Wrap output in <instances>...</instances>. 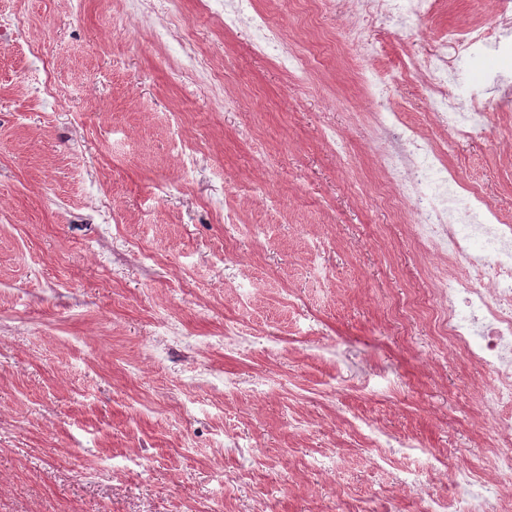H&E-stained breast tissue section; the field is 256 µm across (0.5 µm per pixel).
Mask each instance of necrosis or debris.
Masks as SVG:
<instances>
[{
  "instance_id": "necrosis-or-debris-1",
  "label": "necrosis or debris",
  "mask_w": 512,
  "mask_h": 512,
  "mask_svg": "<svg viewBox=\"0 0 512 512\" xmlns=\"http://www.w3.org/2000/svg\"><path fill=\"white\" fill-rule=\"evenodd\" d=\"M437 7L438 0H352L348 40L357 53L358 79L377 106L378 163L385 181L409 205V232L421 251L448 265L431 286L435 332L466 364L490 376L478 405L496 434L495 444L479 463L455 470L452 479L465 512H486L492 502L500 512H512V495L502 483L512 476V221L448 163L449 143L485 132L487 94L512 89L511 74L492 69L482 82L471 83L462 68L478 55L512 57V0H498L494 27L449 29L440 39L441 51L405 66L404 72L424 81L431 122L448 134L443 142L422 134L390 106L389 92L402 72H381L375 65L380 45L363 35L374 20L398 27L414 17L434 16ZM222 22L228 30L250 28L255 48L273 55L288 72L305 70L255 0H224ZM489 468L499 480H485Z\"/></svg>"
}]
</instances>
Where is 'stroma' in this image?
I'll use <instances>...</instances> for the list:
<instances>
[{"label": "stroma", "mask_w": 512, "mask_h": 512, "mask_svg": "<svg viewBox=\"0 0 512 512\" xmlns=\"http://www.w3.org/2000/svg\"><path fill=\"white\" fill-rule=\"evenodd\" d=\"M260 6L306 53L303 0ZM185 8L181 42L125 0H0L26 18L0 51V512H420L401 478L453 498L451 473L491 445L483 377L391 309L444 265L379 198L347 0L323 6L337 52L304 81ZM496 20L493 0H444L368 35L395 67ZM188 47L223 81L175 79ZM46 63L56 95L36 98ZM489 109L448 159L512 215V101ZM171 325L193 343L157 357ZM227 326L242 348L219 345Z\"/></svg>", "instance_id": "1"}]
</instances>
